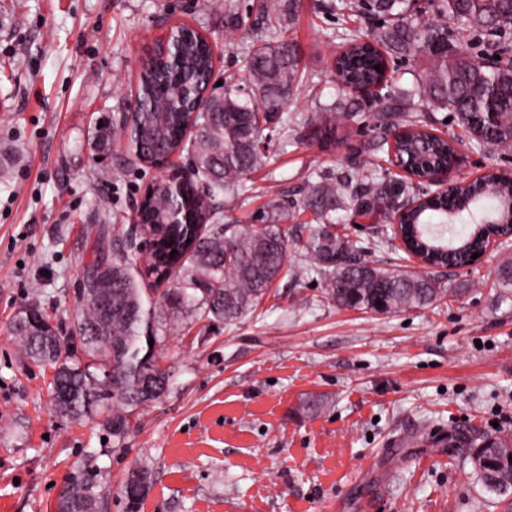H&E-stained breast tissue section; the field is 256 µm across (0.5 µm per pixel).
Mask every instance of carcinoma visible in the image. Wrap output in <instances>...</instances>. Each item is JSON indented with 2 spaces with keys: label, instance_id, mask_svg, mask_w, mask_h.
<instances>
[{
  "label": "carcinoma",
  "instance_id": "1",
  "mask_svg": "<svg viewBox=\"0 0 512 512\" xmlns=\"http://www.w3.org/2000/svg\"><path fill=\"white\" fill-rule=\"evenodd\" d=\"M341 8L355 9L370 19L384 18L371 34L350 32L338 65V89L388 87L387 56L423 58L427 66L419 75L415 95L439 110L455 114L458 126L475 142L503 151L512 149V44L503 40L512 31V0H435L436 11L457 22L446 25L414 22L410 0H340ZM268 29L278 35L252 45L249 50L251 95L242 96L232 80L224 94L210 99L199 119V130L188 149L195 181L207 185V200L196 207L197 223H166V201L159 195L145 204L141 218L155 226L154 246L144 252L134 246L116 253L112 262L92 265L80 291L81 314L72 336H62L49 318L32 307L34 321L16 320L11 328L25 355L35 364L54 369L52 393L57 411L79 421L106 414L112 438L121 443L133 418L170 389L169 368L161 363L157 347L163 342L154 328L151 309L136 279L141 264L157 278L173 272L175 288L164 294L173 305L192 303L205 318L232 325L256 310L288 265V207L269 205L257 229L220 223L215 198L230 199L244 190V177L262 168L266 152L256 143L270 126L288 136L292 120L285 109L288 97L300 83L299 63L287 48L285 14L281 0H266ZM482 42L480 55L468 54L470 41ZM183 72L158 64L139 76L138 91L144 108L137 122L146 125L156 112L169 113L164 141L149 140L141 154L160 155L176 149L185 115L178 109L184 86L206 88L210 77L208 47L192 35L185 50ZM499 59H494V56ZM380 69H374V66ZM370 119L394 134L388 151L417 173L430 164H447L458 154L457 140L436 135L415 119L401 96L380 93ZM349 99L341 97L320 110L321 133L336 142L340 124L352 119ZM305 203L316 216L300 240L302 256L313 263L301 273L321 276L327 294L338 305L388 314L435 305L447 295L428 275L410 271L389 272L362 258L363 248L352 243L336 226L342 217L337 205L364 215L394 210L396 196L370 176L358 183L341 174L319 176L309 187ZM470 219L472 230L452 247L448 257L455 265L470 261L482 248L479 241L492 224L493 233L512 230V180L485 174L445 198H432L418 212L406 214L409 224L423 226L411 247L435 255L445 246L447 225ZM177 253H172V250ZM497 284L500 299L512 298V262L502 266ZM382 305H376V302ZM154 344H148V341ZM474 471L483 486L499 496L512 494V438L478 436L469 442ZM152 485V471L142 464L129 467L117 487L124 512H140ZM98 475L78 470L68 478L59 496L57 512H96L101 500Z\"/></svg>",
  "mask_w": 512,
  "mask_h": 512
}]
</instances>
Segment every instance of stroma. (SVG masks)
<instances>
[{"mask_svg": "<svg viewBox=\"0 0 512 512\" xmlns=\"http://www.w3.org/2000/svg\"><path fill=\"white\" fill-rule=\"evenodd\" d=\"M263 2L233 0L235 29L212 0H0V512H55L78 465L103 478L101 512H123L116 489L136 463L153 472L141 512H504L467 449L448 440L512 435V303L493 287L512 245L470 269L432 270L448 290L437 305L384 315L337 305L324 282L297 276L293 252L257 310L230 326L165 304L138 275L165 334L172 386L133 420L118 453L101 420L55 411L50 370L10 334L36 306L70 335L88 266L131 240L147 187L179 169L176 159L132 166L125 141L92 142L99 122L128 111L160 24L194 26L215 46L216 79L232 74L245 87L247 51L266 35ZM334 2L298 4L288 42L308 80L288 106L297 126L271 141L246 193L223 203L224 223L257 224L280 198L293 240L315 219L304 208L309 177L352 170L400 180L368 104L346 121V143L319 133L345 29L372 28ZM414 110L457 138L456 177L512 172V154L472 146L446 111L420 100ZM343 222L368 260L402 268L397 240L368 244L390 216L347 211Z\"/></svg>", "mask_w": 512, "mask_h": 512, "instance_id": "stroma-1", "label": "stroma"}]
</instances>
